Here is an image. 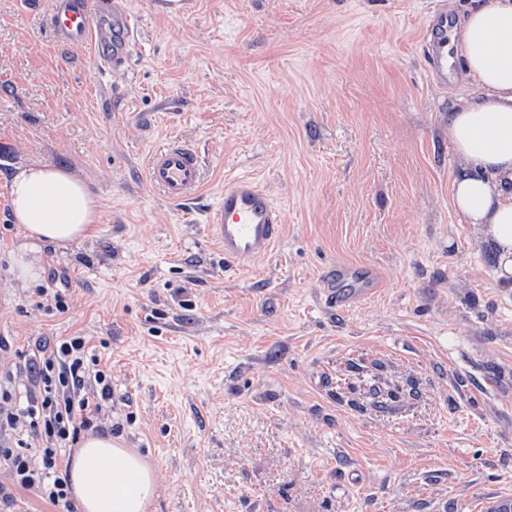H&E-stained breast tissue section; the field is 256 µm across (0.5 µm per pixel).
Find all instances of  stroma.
Returning <instances> with one entry per match:
<instances>
[{
	"label": "stroma",
	"mask_w": 512,
	"mask_h": 512,
	"mask_svg": "<svg viewBox=\"0 0 512 512\" xmlns=\"http://www.w3.org/2000/svg\"><path fill=\"white\" fill-rule=\"evenodd\" d=\"M0 0V373L83 336L112 375L101 425L156 469L151 512H486L512 496V290L451 201L448 109L422 44L440 0H129L120 73L57 42L49 0ZM193 145L205 193L168 202L153 149ZM66 167L98 198L91 239L42 254L35 284L17 166ZM284 216L234 268L207 232L227 179ZM345 264L383 280L338 309ZM59 290L68 309L58 312Z\"/></svg>",
	"instance_id": "stroma-1"
}]
</instances>
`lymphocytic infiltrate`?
I'll return each instance as SVG.
<instances>
[{"label": "lymphocytic infiltrate", "instance_id": "obj_1", "mask_svg": "<svg viewBox=\"0 0 512 512\" xmlns=\"http://www.w3.org/2000/svg\"><path fill=\"white\" fill-rule=\"evenodd\" d=\"M111 400L112 376L91 368L83 336L37 345L25 380L10 372L0 378V469L9 476L0 484V512H16L20 490L69 504L63 452L81 433L99 431Z\"/></svg>", "mask_w": 512, "mask_h": 512}]
</instances>
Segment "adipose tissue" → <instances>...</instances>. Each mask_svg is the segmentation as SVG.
Instances as JSON below:
<instances>
[{
  "label": "adipose tissue",
  "instance_id": "1",
  "mask_svg": "<svg viewBox=\"0 0 512 512\" xmlns=\"http://www.w3.org/2000/svg\"><path fill=\"white\" fill-rule=\"evenodd\" d=\"M465 86L448 111V142L457 159L452 200L488 244L495 276L512 280V0H482L449 34ZM12 209L24 241L12 255L17 277L39 279L45 248L66 252L94 234L98 200L73 172L33 160L12 178ZM72 497L81 512H148L154 468L111 435L87 436L69 462Z\"/></svg>",
  "mask_w": 512,
  "mask_h": 512
}]
</instances>
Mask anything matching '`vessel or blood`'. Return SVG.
I'll list each match as a JSON object with an SVG mask.
<instances>
[{
  "instance_id": "b4317fda",
  "label": "vessel or blood",
  "mask_w": 512,
  "mask_h": 512,
  "mask_svg": "<svg viewBox=\"0 0 512 512\" xmlns=\"http://www.w3.org/2000/svg\"><path fill=\"white\" fill-rule=\"evenodd\" d=\"M48 24L63 43L90 47L93 62L112 71L122 70L137 41L138 32L124 0H50ZM430 39L425 52L435 81L448 80V13L435 12L428 22ZM147 182L171 203L197 198L204 172L195 148L170 140L153 150L145 167ZM280 210L270 195L249 176L225 182L224 192L209 212L213 239L224 248L225 260L245 264L268 256L280 238ZM378 276L350 266L336 268L324 290L327 303L342 307L371 297L381 288Z\"/></svg>"
}]
</instances>
